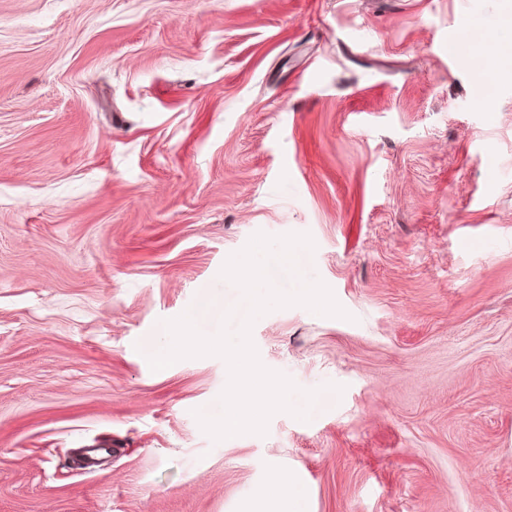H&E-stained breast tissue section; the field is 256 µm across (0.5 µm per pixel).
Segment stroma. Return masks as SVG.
Listing matches in <instances>:
<instances>
[{"mask_svg": "<svg viewBox=\"0 0 512 512\" xmlns=\"http://www.w3.org/2000/svg\"><path fill=\"white\" fill-rule=\"evenodd\" d=\"M490 31L512 0H0V512H512ZM259 232L310 234L349 317L261 316L262 364L320 396L216 443L224 360L147 356L184 312L217 332ZM297 493L295 485L288 482L287 477L280 472H272L259 494L262 497L278 494L285 499Z\"/></svg>", "mask_w": 512, "mask_h": 512, "instance_id": "stroma-1", "label": "stroma"}]
</instances>
